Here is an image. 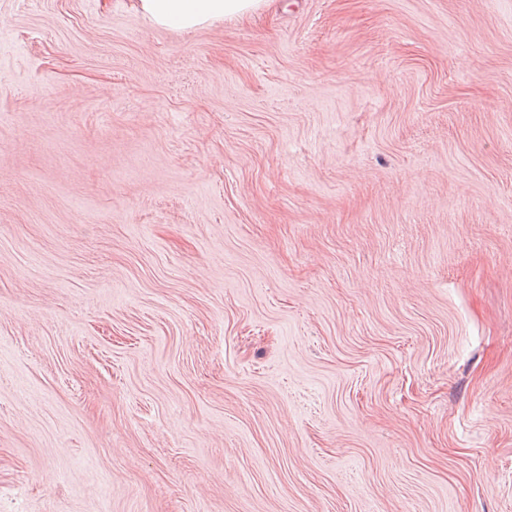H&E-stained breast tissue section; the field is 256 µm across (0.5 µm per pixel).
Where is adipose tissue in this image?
Instances as JSON below:
<instances>
[{
    "label": "adipose tissue",
    "instance_id": "1",
    "mask_svg": "<svg viewBox=\"0 0 512 512\" xmlns=\"http://www.w3.org/2000/svg\"><path fill=\"white\" fill-rule=\"evenodd\" d=\"M270 0H137V11L154 25L189 31L261 13Z\"/></svg>",
    "mask_w": 512,
    "mask_h": 512
}]
</instances>
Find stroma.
I'll use <instances>...</instances> for the list:
<instances>
[{"mask_svg":"<svg viewBox=\"0 0 512 512\" xmlns=\"http://www.w3.org/2000/svg\"><path fill=\"white\" fill-rule=\"evenodd\" d=\"M135 3L0 0V512H512V0ZM137 11L156 26L189 31L261 13L270 0H136Z\"/></svg>","mask_w":512,"mask_h":512,"instance_id":"obj_1","label":"stroma"}]
</instances>
